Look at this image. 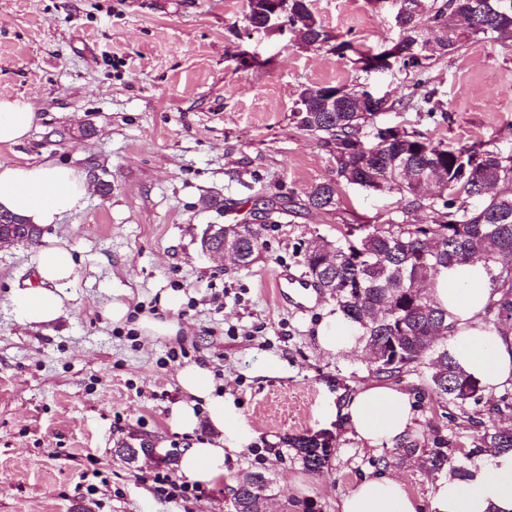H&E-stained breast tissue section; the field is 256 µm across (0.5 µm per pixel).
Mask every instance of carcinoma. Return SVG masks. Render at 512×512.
I'll return each mask as SVG.
<instances>
[{
    "instance_id": "carcinoma-1",
    "label": "carcinoma",
    "mask_w": 512,
    "mask_h": 512,
    "mask_svg": "<svg viewBox=\"0 0 512 512\" xmlns=\"http://www.w3.org/2000/svg\"><path fill=\"white\" fill-rule=\"evenodd\" d=\"M268 0H257L245 20L252 29H264ZM403 26L399 39L386 51L393 62L418 76L414 91L399 100L434 117L437 91L422 79L432 56L415 31L420 17L428 16L430 33L441 53H456L471 40L512 38V0H399ZM284 25L302 33L303 45L331 47L344 57L354 50L325 27L313 11L311 0H288ZM336 97V111H326V100ZM372 93L363 86L320 85L304 89L293 110L298 127L318 137L336 160L337 177L365 189L396 192L412 208L430 211L427 224L401 222L387 228L374 225L356 245L331 242L317 236L307 242L304 267L307 276L321 282L336 309L355 323L367 345L383 353L377 371L392 375L429 358L431 390L442 400L462 405L483 392L480 382L460 369L448 348L437 347V337L451 331L448 311L431 295L439 270L484 258L491 272L488 308L497 322L512 326V270L495 268L496 258L512 255V192L487 196L482 188L512 181V156L472 146H449L421 131L377 127L373 141H362L363 127L394 107L384 97L357 111L362 97ZM339 182L326 181L307 193V205L326 209L339 202ZM262 226L238 224L233 243L243 254V266L255 260L262 246ZM303 464L318 472L328 462L332 440L313 435L288 438ZM512 451V433L485 432L475 449ZM269 479L250 472L237 484L234 498L242 512H263Z\"/></svg>"
}]
</instances>
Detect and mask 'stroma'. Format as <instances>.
Instances as JSON below:
<instances>
[{"mask_svg":"<svg viewBox=\"0 0 512 512\" xmlns=\"http://www.w3.org/2000/svg\"><path fill=\"white\" fill-rule=\"evenodd\" d=\"M334 34L377 54L398 37L390 6L376 0H313ZM246 0H0V97L29 101L38 120L18 145L0 144V165L51 161L111 181L86 207L41 236L78 264L55 324L16 320L11 290L34 278L35 245L0 246V512H228L239 476L272 481L269 512H337L342 494L369 473L390 472L429 501L437 480L471 469L488 429L512 430V386L454 405L430 389L427 362L386 376L365 343L325 351L317 328L336 303L306 276L304 247L362 224L426 223L399 194L341 189L330 210L305 208L306 192L335 179L336 161L292 120L300 92L360 84L396 100L415 78L401 68L363 71L292 31H255ZM424 78L441 114L396 106L380 124L428 132L452 146L512 155V40L477 41L434 56ZM210 195L222 211L205 210ZM278 203L253 264L201 250L212 224L252 222L255 205ZM288 272V282L276 281ZM179 294L181 336H141L138 316L162 293ZM128 304L114 324L100 309ZM270 359L278 377L260 375ZM213 367L258 438L224 455V476L202 497L168 502L152 481L164 464L128 460L126 445L180 453L167 423L182 361ZM405 390L416 412L407 442L369 448L325 404L373 383ZM330 431L335 450L308 471L288 437ZM406 442V443H407ZM449 459L431 468L435 451ZM96 494H88L90 483Z\"/></svg>","mask_w":512,"mask_h":512,"instance_id":"obj_1","label":"stroma"}]
</instances>
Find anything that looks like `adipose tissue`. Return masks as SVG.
I'll list each match as a JSON object with an SVG mask.
<instances>
[{
	"mask_svg": "<svg viewBox=\"0 0 512 512\" xmlns=\"http://www.w3.org/2000/svg\"><path fill=\"white\" fill-rule=\"evenodd\" d=\"M35 120L26 99L0 98V144L22 143ZM88 195L86 178L74 168L51 162L0 165V212L27 224L40 228L59 223L82 210ZM76 271L68 248H41L36 285L13 289L10 295L19 322L38 328L60 318L67 299L65 288ZM432 297L447 310L454 325L448 350L459 366L487 391L512 384V331L501 333L482 322L492 302L484 262L472 260L441 270ZM179 304L178 295L161 296L158 311L139 316L137 330L153 339L178 336L181 326L174 314ZM176 378L184 398L171 406L167 422L173 431L191 437L180 456L179 471L189 481L213 483L224 475L225 451L244 448L255 434L207 366L185 364ZM325 412L343 417L355 437L370 447L402 440L415 417L409 394L383 384L366 386L342 405L326 406ZM203 419L208 432L200 436L196 429ZM428 507L433 512H512V452L489 454L469 478L436 481L427 506L407 491L400 478L383 473L364 476L337 505L338 512H424Z\"/></svg>",
	"mask_w": 512,
	"mask_h": 512,
	"instance_id": "obj_1",
	"label": "adipose tissue"
}]
</instances>
